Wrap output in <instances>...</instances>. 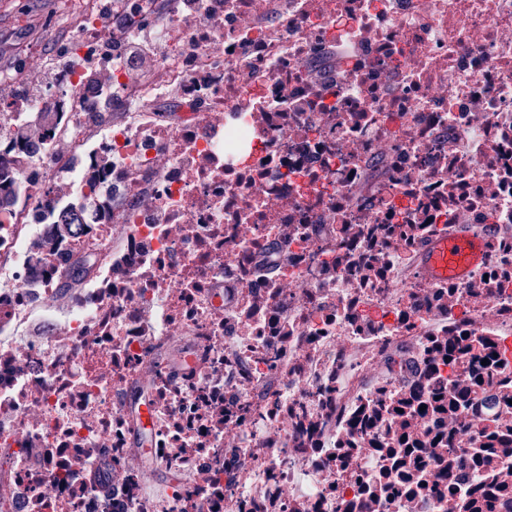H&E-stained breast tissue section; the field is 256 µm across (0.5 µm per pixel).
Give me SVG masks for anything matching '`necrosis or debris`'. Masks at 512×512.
I'll list each match as a JSON object with an SVG mask.
<instances>
[{
  "label": "necrosis or debris",
  "instance_id": "obj_1",
  "mask_svg": "<svg viewBox=\"0 0 512 512\" xmlns=\"http://www.w3.org/2000/svg\"><path fill=\"white\" fill-rule=\"evenodd\" d=\"M71 2L59 85L0 97V512H512V0H151L156 81ZM461 223L484 265L420 280Z\"/></svg>",
  "mask_w": 512,
  "mask_h": 512
}]
</instances>
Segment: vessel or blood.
Masks as SVG:
<instances>
[{"label":"vessel or blood","mask_w":512,"mask_h":512,"mask_svg":"<svg viewBox=\"0 0 512 512\" xmlns=\"http://www.w3.org/2000/svg\"><path fill=\"white\" fill-rule=\"evenodd\" d=\"M485 258L478 234L463 231L453 238L432 239L423 249V275L434 282L441 279L468 278Z\"/></svg>","instance_id":"b4317fda"}]
</instances>
